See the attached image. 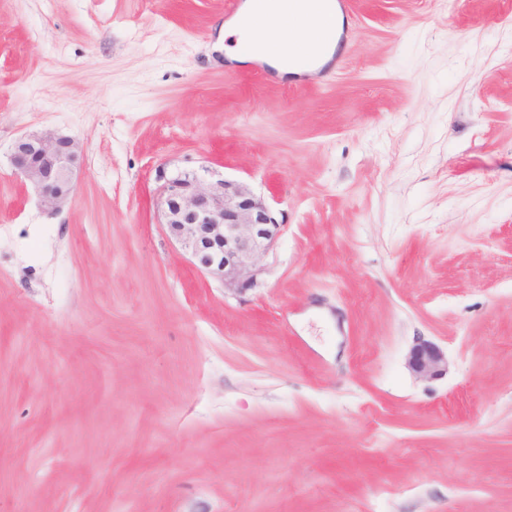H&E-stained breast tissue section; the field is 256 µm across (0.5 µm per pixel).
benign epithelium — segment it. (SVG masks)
Here are the masks:
<instances>
[{"mask_svg":"<svg viewBox=\"0 0 512 512\" xmlns=\"http://www.w3.org/2000/svg\"><path fill=\"white\" fill-rule=\"evenodd\" d=\"M81 150L70 136L42 130L16 141L11 163L38 194L41 204L61 210L77 192L75 171ZM157 199L162 223L189 255L192 265L227 288L257 285V260L282 234L266 201L244 181L223 178L208 169H183L167 175ZM407 367L418 378L448 373V357L432 342L422 340L410 351Z\"/></svg>","mask_w":512,"mask_h":512,"instance_id":"benign-epithelium-1","label":"benign epithelium"}]
</instances>
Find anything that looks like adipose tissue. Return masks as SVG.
I'll return each mask as SVG.
<instances>
[{"label":"adipose tissue","mask_w":512,"mask_h":512,"mask_svg":"<svg viewBox=\"0 0 512 512\" xmlns=\"http://www.w3.org/2000/svg\"><path fill=\"white\" fill-rule=\"evenodd\" d=\"M326 22L313 0H244L224 24V55L236 62L260 60L286 73L290 59L316 41Z\"/></svg>","instance_id":"obj_1"}]
</instances>
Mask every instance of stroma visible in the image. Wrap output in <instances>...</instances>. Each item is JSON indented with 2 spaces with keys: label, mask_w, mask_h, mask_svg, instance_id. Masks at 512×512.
I'll return each mask as SVG.
<instances>
[{
  "label": "stroma",
  "mask_w": 512,
  "mask_h": 512,
  "mask_svg": "<svg viewBox=\"0 0 512 512\" xmlns=\"http://www.w3.org/2000/svg\"><path fill=\"white\" fill-rule=\"evenodd\" d=\"M351 7L294 91L225 60L227 0H0V512H512V0ZM43 129L55 213L10 161ZM203 166L285 224L256 288L160 222ZM332 1L338 6L340 13L343 18L342 30L337 40V48L336 45H332L329 47L323 57L322 62L326 63L331 60L333 62V53L336 49V52L339 48L346 50L349 45L351 38L354 34V29H352L350 20L351 13L349 10V0H328ZM336 40V28H329L326 34L324 35L320 44L310 47L299 59L298 62L303 65V70L299 73V87L307 88L309 86L315 84H324L326 79L332 73L331 62H328L324 65H319L320 56L324 48L328 46V44L332 41ZM80 156L75 139L55 130H42L16 141L11 163L36 191L41 204L57 212L76 195L74 175ZM407 367L417 378L434 379L448 373V357L434 343L422 340L411 349Z\"/></svg>",
  "instance_id": "35a3bbf8"
}]
</instances>
